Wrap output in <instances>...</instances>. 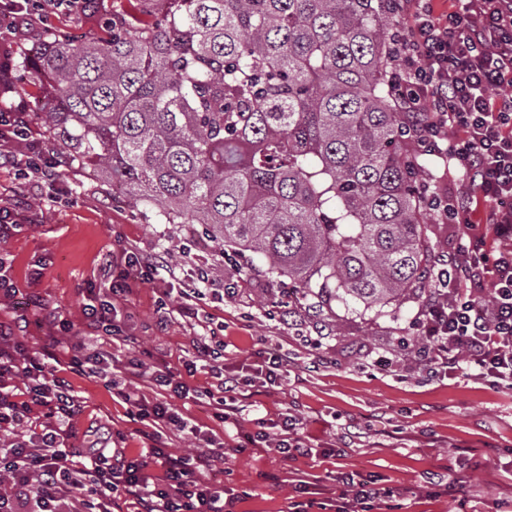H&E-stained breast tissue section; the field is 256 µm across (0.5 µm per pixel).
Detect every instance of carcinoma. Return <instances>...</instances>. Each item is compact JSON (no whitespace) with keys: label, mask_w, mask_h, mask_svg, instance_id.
<instances>
[{"label":"carcinoma","mask_w":512,"mask_h":512,"mask_svg":"<svg viewBox=\"0 0 512 512\" xmlns=\"http://www.w3.org/2000/svg\"><path fill=\"white\" fill-rule=\"evenodd\" d=\"M162 20L54 36L38 118L73 167L204 224L322 315L430 285L419 155L389 87V0H165Z\"/></svg>","instance_id":"1"}]
</instances>
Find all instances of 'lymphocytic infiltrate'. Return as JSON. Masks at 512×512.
<instances>
[{
  "mask_svg": "<svg viewBox=\"0 0 512 512\" xmlns=\"http://www.w3.org/2000/svg\"><path fill=\"white\" fill-rule=\"evenodd\" d=\"M435 0H391L397 23L392 33L391 86L406 112L415 146L443 155L461 174L454 196L426 192L443 222L466 225L465 250L437 274L436 289L415 322L423 343L417 364L435 375L462 376L512 386V97H492L512 86V0H461L458 9L436 12ZM88 0H0V31L18 33L29 20L59 13L83 14ZM57 149L38 137L22 106L0 108V167L57 178ZM103 280L89 288L85 325L99 336L138 346L122 326L120 306L132 284L178 296L182 317L197 319L198 301L223 299V279L208 265L196 271L193 287L167 276L166 265L138 251L106 252ZM18 324L0 322V512H112L116 497L137 500L139 512H233L222 487L202 480L201 468L246 448L276 445L284 456L311 454L297 422L282 413L277 436L260 429L228 445L160 402L117 395L154 425L150 455L164 470L161 481L146 473V461L121 448L71 446L73 420L82 401L73 395L63 369L110 379L140 380L181 398L209 400L222 423L235 418L243 380L223 363L224 346L214 333L197 337L180 365L152 369L142 360H120L103 347H79L69 363L57 360L52 343L29 346ZM207 385L190 384L198 372ZM190 437L192 453L171 454L163 431ZM336 512H369L384 490L371 477L343 474Z\"/></svg>",
  "mask_w": 512,
  "mask_h": 512,
  "instance_id": "1",
  "label": "lymphocytic infiltrate"
}]
</instances>
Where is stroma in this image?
Segmentation results:
<instances>
[{"mask_svg":"<svg viewBox=\"0 0 512 512\" xmlns=\"http://www.w3.org/2000/svg\"><path fill=\"white\" fill-rule=\"evenodd\" d=\"M136 16L135 0H97L82 15L52 17L49 30L16 34V81L0 102L23 104L29 114L42 106L46 90L30 83L28 64L48 34L75 41L102 36L108 18ZM57 183L21 189L13 169L0 167V203L35 204L33 226L0 239V263L16 293L0 297V321H26L20 335L27 345L53 334L57 354L68 359L86 334L83 307L89 285L100 280V259L107 251L131 246L164 259L184 283H192L195 261L223 263L224 280L234 293L206 312L224 320V362L252 364L262 342L280 344L292 360L275 390L244 386L236 422L221 424L207 403L133 381L136 394L169 404L179 414L213 429L225 440L253 431L259 422L288 411L296 417L313 454L284 457L262 448L216 461L203 479L234 494L235 512H288L290 500L318 504L336 497L335 476L360 472L377 476L394 495L380 512H458L454 496H432L430 474L455 480L458 494L475 512H512V389L484 380L435 378L416 371L413 361L397 358L398 339L411 333L424 295L411 296L397 311L359 316L336 307L318 324L298 300L288 281L276 282L254 268L251 259L221 255L200 224L164 223L157 208L135 205L121 189L68 164L59 167ZM435 258L458 253L464 225L441 222L432 211L421 217ZM195 241L194 262L180 252ZM41 307L30 304L33 295ZM157 295L147 285L133 286L125 303L127 328L141 341L131 350L113 341L112 352L126 359L142 350L170 363L193 351L202 334L200 322L171 312L166 330L156 327ZM65 324L57 332V324ZM75 395L85 401L75 419L80 449L108 446L121 434L131 455H147L151 442L144 424L132 421L128 406L113 397L104 380L66 372ZM346 442L344 454L325 457L320 447Z\"/></svg>","mask_w":512,"mask_h":512,"instance_id":"35a3bbf8","label":"stroma"}]
</instances>
